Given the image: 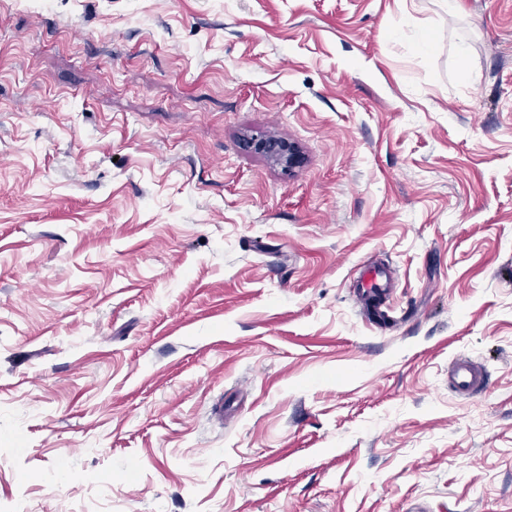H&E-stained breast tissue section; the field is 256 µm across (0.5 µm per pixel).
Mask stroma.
Masks as SVG:
<instances>
[{"mask_svg":"<svg viewBox=\"0 0 512 512\" xmlns=\"http://www.w3.org/2000/svg\"><path fill=\"white\" fill-rule=\"evenodd\" d=\"M419 505L512 512V0H0V512ZM357 288L362 289V296L366 299L381 297L391 288L388 269L382 266L367 267L358 280ZM450 380L455 391L463 395L483 391L488 383L486 373L466 357L453 360Z\"/></svg>","mask_w":512,"mask_h":512,"instance_id":"1","label":"stroma"}]
</instances>
